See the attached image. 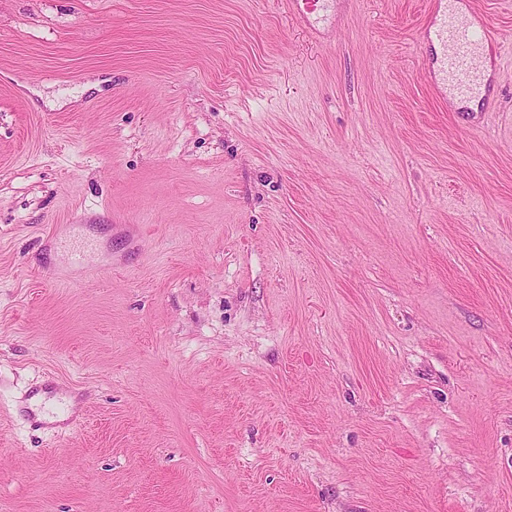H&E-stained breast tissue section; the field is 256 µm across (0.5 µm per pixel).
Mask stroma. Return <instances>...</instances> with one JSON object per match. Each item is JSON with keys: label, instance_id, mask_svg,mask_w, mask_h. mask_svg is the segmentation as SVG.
<instances>
[{"label": "stroma", "instance_id": "35a3bbf8", "mask_svg": "<svg viewBox=\"0 0 512 512\" xmlns=\"http://www.w3.org/2000/svg\"><path fill=\"white\" fill-rule=\"evenodd\" d=\"M432 2L0 0V512H512V0L469 112ZM288 6L293 19L308 27L310 16L324 9L325 3L324 0H289Z\"/></svg>", "mask_w": 512, "mask_h": 512}]
</instances>
